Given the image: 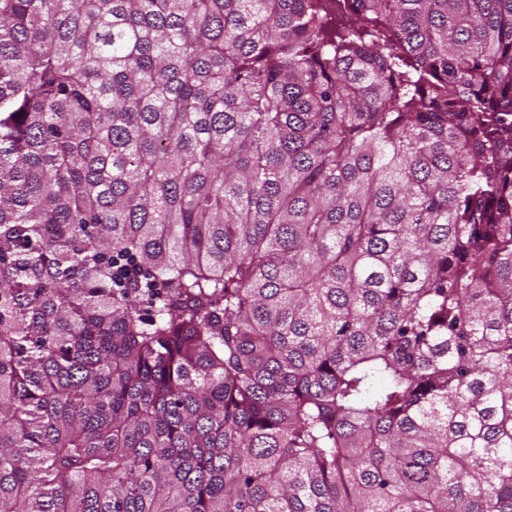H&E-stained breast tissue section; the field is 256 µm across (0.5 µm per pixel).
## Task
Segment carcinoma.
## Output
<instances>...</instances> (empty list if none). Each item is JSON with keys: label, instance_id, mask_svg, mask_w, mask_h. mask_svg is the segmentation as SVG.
Instances as JSON below:
<instances>
[{"label": "carcinoma", "instance_id": "carcinoma-1", "mask_svg": "<svg viewBox=\"0 0 512 512\" xmlns=\"http://www.w3.org/2000/svg\"><path fill=\"white\" fill-rule=\"evenodd\" d=\"M336 7L0 0V512H512V0Z\"/></svg>", "mask_w": 512, "mask_h": 512}]
</instances>
